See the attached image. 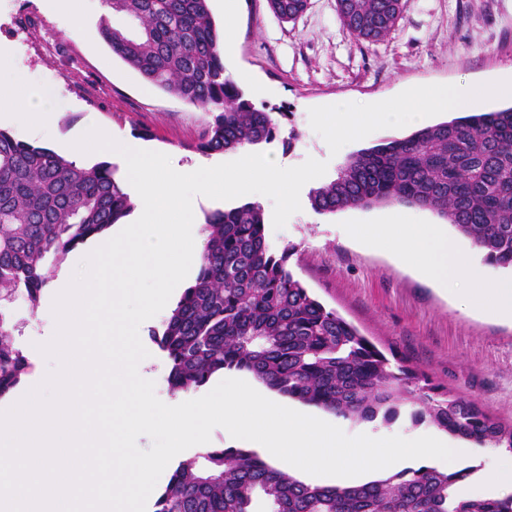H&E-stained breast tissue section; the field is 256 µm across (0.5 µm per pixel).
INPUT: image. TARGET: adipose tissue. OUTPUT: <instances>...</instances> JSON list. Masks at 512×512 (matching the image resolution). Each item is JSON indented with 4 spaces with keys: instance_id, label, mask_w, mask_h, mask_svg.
I'll return each instance as SVG.
<instances>
[{
    "instance_id": "ef3b65f1",
    "label": "adipose tissue",
    "mask_w": 512,
    "mask_h": 512,
    "mask_svg": "<svg viewBox=\"0 0 512 512\" xmlns=\"http://www.w3.org/2000/svg\"><path fill=\"white\" fill-rule=\"evenodd\" d=\"M500 97H512V81L452 88L441 101L420 91L408 99L406 109L390 107L378 113L377 118L380 122L397 126L418 125L436 109L445 107L465 111ZM56 119L57 114L50 105L32 101L21 80L0 84V122L5 121L21 129L47 128L53 126ZM368 243L389 250L401 263L440 289L463 284L470 309L512 321V280L487 282L482 268L431 225L413 223L408 215L398 212L387 223L370 228Z\"/></svg>"
}]
</instances>
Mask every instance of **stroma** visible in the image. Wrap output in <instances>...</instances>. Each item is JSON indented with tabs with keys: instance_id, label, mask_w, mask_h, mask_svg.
Returning <instances> with one entry per match:
<instances>
[{
	"instance_id": "stroma-1",
	"label": "stroma",
	"mask_w": 512,
	"mask_h": 512,
	"mask_svg": "<svg viewBox=\"0 0 512 512\" xmlns=\"http://www.w3.org/2000/svg\"><path fill=\"white\" fill-rule=\"evenodd\" d=\"M77 15L52 14L43 0H0V41L14 54L0 81L23 75L28 92L48 95L58 120L53 131L17 132L19 140L59 150L89 124L175 154L180 164L202 160L198 138L210 113L162 92L113 55L102 24L136 32L126 14L103 0H77ZM230 75L248 73L247 95L256 107L282 111L276 139L256 145L302 164L326 162L321 184L335 180L359 149L406 135L403 127L370 125L362 136L342 134L344 121L370 117L392 100L426 87L440 95L512 80V0H404L403 17L378 42L356 40L343 28L336 0H310L296 21L278 20L267 0H238L235 38L223 53ZM312 184L300 192L301 209L274 229V204L260 199L266 239L275 252L293 247V274L327 308L355 325L391 365L427 376L440 391L474 402L495 421L512 426V323L484 317L464 305L462 293L439 294L391 253L371 249L360 229L381 224L390 205L316 214ZM412 220L446 234L490 279L512 272L485 265L482 252L428 209L411 208Z\"/></svg>"
}]
</instances>
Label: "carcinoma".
Segmentation results:
<instances>
[{"label": "carcinoma", "mask_w": 512, "mask_h": 512, "mask_svg": "<svg viewBox=\"0 0 512 512\" xmlns=\"http://www.w3.org/2000/svg\"><path fill=\"white\" fill-rule=\"evenodd\" d=\"M139 22L130 35L104 26L112 53L149 84L212 114L196 145L203 154L273 141L274 113L256 107L226 73L209 0H106ZM309 0H268L296 20ZM402 0H336L342 26L373 42L399 21ZM117 166L90 168L0 129V302L37 306L46 262H62L88 238L126 218L131 196ZM317 214L401 204L429 209L512 270V106L416 128L352 153L338 177L310 195ZM195 283L184 289L153 341L166 354L171 391L188 392L225 369L250 372L278 394L352 420L389 424L400 407L477 448L512 450V427L473 402L437 393L426 378L392 368L357 327L326 308L276 253L261 207L207 215ZM0 311V397L29 368ZM475 473L405 469L362 484H306L245 448L208 451L179 463L154 512H512V496L462 498Z\"/></svg>", "instance_id": "cac0c4a2"}]
</instances>
